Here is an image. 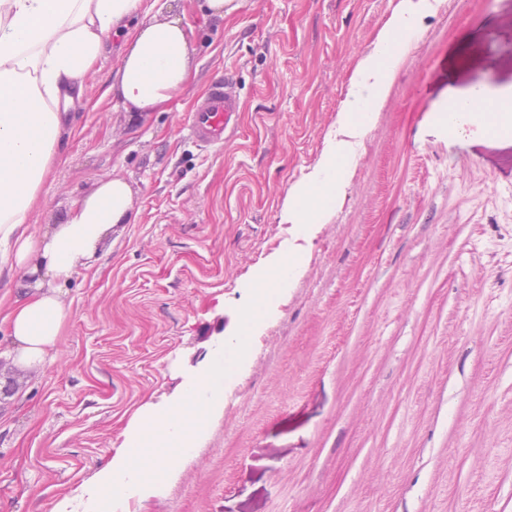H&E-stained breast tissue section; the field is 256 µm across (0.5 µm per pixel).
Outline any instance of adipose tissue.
Returning <instances> with one entry per match:
<instances>
[{"label":"adipose tissue","mask_w":512,"mask_h":512,"mask_svg":"<svg viewBox=\"0 0 512 512\" xmlns=\"http://www.w3.org/2000/svg\"><path fill=\"white\" fill-rule=\"evenodd\" d=\"M166 0H0V274L22 279L7 330L17 363L43 367L54 357L68 317L60 298L78 269L92 268L106 233L131 223L132 195L119 177L102 181L59 224L38 230L32 210L52 174L88 73L114 30L128 28L111 88L136 112L162 110L191 80L195 51L181 17L157 20ZM431 0H398L373 49L358 63L337 130L314 170L294 184L280 221L307 229L325 223L342 198L356 147L383 101L401 53ZM448 123L456 138L480 124L512 126V105L484 92L458 99Z\"/></svg>","instance_id":"obj_1"}]
</instances>
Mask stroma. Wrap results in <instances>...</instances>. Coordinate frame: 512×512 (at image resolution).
I'll use <instances>...</instances> for the list:
<instances>
[{
  "mask_svg": "<svg viewBox=\"0 0 512 512\" xmlns=\"http://www.w3.org/2000/svg\"><path fill=\"white\" fill-rule=\"evenodd\" d=\"M195 0L193 81L162 112L108 93L123 39L88 75L29 221L60 223L124 178L137 220L62 289L44 368L0 331V512L76 497L146 407L177 402L230 348L259 271L287 277L224 378V401L162 485L115 512H512V131L460 140L448 95L512 94V0L421 17L326 223L280 221L336 133L353 71L397 0ZM231 76L237 135L190 116Z\"/></svg>",
  "mask_w": 512,
  "mask_h": 512,
  "instance_id": "stroma-1",
  "label": "stroma"
}]
</instances>
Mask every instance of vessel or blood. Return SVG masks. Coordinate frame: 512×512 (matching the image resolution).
Listing matches in <instances>:
<instances>
[{
    "instance_id": "b4317fda",
    "label": "vessel or blood",
    "mask_w": 512,
    "mask_h": 512,
    "mask_svg": "<svg viewBox=\"0 0 512 512\" xmlns=\"http://www.w3.org/2000/svg\"><path fill=\"white\" fill-rule=\"evenodd\" d=\"M239 99L230 80L214 82L198 105L189 126V137L198 145H219L238 128Z\"/></svg>"
}]
</instances>
